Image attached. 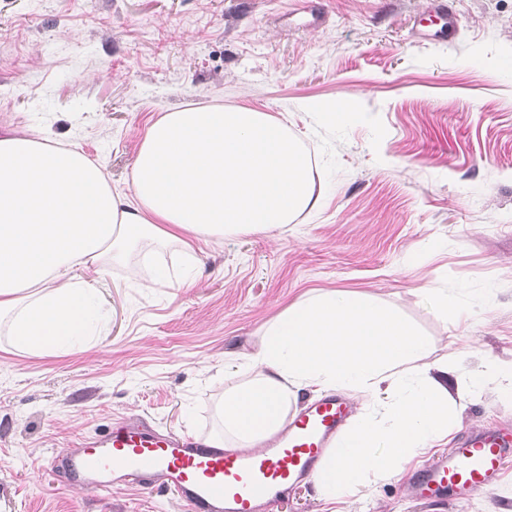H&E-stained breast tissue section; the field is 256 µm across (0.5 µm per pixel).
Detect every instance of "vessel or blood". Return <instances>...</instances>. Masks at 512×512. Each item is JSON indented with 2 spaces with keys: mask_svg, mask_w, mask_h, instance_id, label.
I'll list each match as a JSON object with an SVG mask.
<instances>
[{
  "mask_svg": "<svg viewBox=\"0 0 512 512\" xmlns=\"http://www.w3.org/2000/svg\"><path fill=\"white\" fill-rule=\"evenodd\" d=\"M353 407L330 393L303 406L273 445L229 454L203 438L158 431L138 420L78 439L51 469L74 487L112 491L131 483L174 491L187 512H270L313 476L341 442ZM512 458V428L480 426L416 471L411 490L433 502L461 500L497 483Z\"/></svg>",
  "mask_w": 512,
  "mask_h": 512,
  "instance_id": "1",
  "label": "vessel or blood"
}]
</instances>
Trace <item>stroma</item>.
<instances>
[{
  "label": "stroma",
  "mask_w": 512,
  "mask_h": 512,
  "mask_svg": "<svg viewBox=\"0 0 512 512\" xmlns=\"http://www.w3.org/2000/svg\"><path fill=\"white\" fill-rule=\"evenodd\" d=\"M0 0V133L48 131L130 192L148 128L187 106L281 120L318 198L286 226L132 253L96 279L84 348L31 356L0 332V512H185L176 493L91 492L51 455L138 416L205 438L239 354L311 290L370 293L459 375L512 361V0ZM347 121L329 119L337 100ZM174 278L151 285L146 265ZM470 317L446 315L427 292ZM498 382L461 401L442 443L338 500L313 484L274 512H512V467L465 500L409 491L415 467L471 428L512 427Z\"/></svg>",
  "instance_id": "obj_1"
}]
</instances>
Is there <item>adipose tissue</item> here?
<instances>
[{"label": "adipose tissue", "mask_w": 512, "mask_h": 512, "mask_svg": "<svg viewBox=\"0 0 512 512\" xmlns=\"http://www.w3.org/2000/svg\"><path fill=\"white\" fill-rule=\"evenodd\" d=\"M132 195L113 194L94 160L51 134L0 136V320L31 355L83 346L101 318L83 268L104 273L130 246L183 247L228 233L276 229L317 199L297 140L248 107L164 113L133 164ZM429 340L370 294L315 290L269 321L248 379L224 390L215 447L252 449L283 427L304 391L382 392L381 417L355 421L347 457L328 459L316 488L343 498L368 473L398 475L448 434L469 389L455 366H426Z\"/></svg>", "instance_id": "obj_1"}]
</instances>
